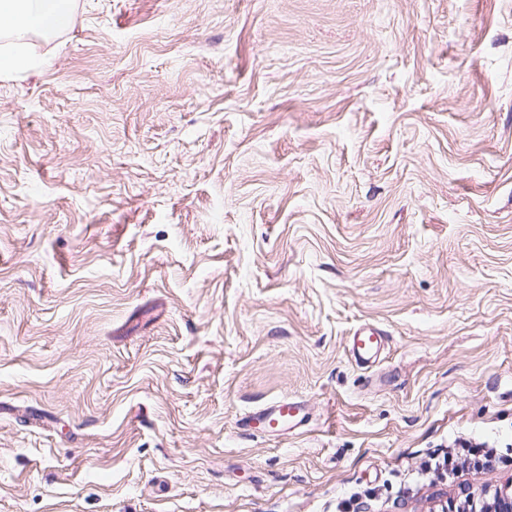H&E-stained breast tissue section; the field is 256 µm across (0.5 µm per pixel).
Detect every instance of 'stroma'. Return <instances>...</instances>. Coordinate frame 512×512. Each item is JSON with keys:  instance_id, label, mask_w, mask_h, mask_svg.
I'll return each mask as SVG.
<instances>
[{"instance_id": "obj_1", "label": "stroma", "mask_w": 512, "mask_h": 512, "mask_svg": "<svg viewBox=\"0 0 512 512\" xmlns=\"http://www.w3.org/2000/svg\"><path fill=\"white\" fill-rule=\"evenodd\" d=\"M70 8L0 36L39 61L0 71V512H442L511 481L512 0ZM286 395L302 432L243 427ZM456 440L494 468L418 480ZM385 333L375 325L366 324L356 330L349 341L348 352L362 366H372L384 345Z\"/></svg>"}]
</instances>
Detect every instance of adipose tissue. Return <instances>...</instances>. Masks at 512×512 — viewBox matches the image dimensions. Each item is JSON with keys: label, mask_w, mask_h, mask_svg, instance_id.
<instances>
[{"label": "adipose tissue", "mask_w": 512, "mask_h": 512, "mask_svg": "<svg viewBox=\"0 0 512 512\" xmlns=\"http://www.w3.org/2000/svg\"><path fill=\"white\" fill-rule=\"evenodd\" d=\"M32 24L45 33L69 28L68 0H0V35L26 31Z\"/></svg>", "instance_id": "ef3b65f1"}]
</instances>
